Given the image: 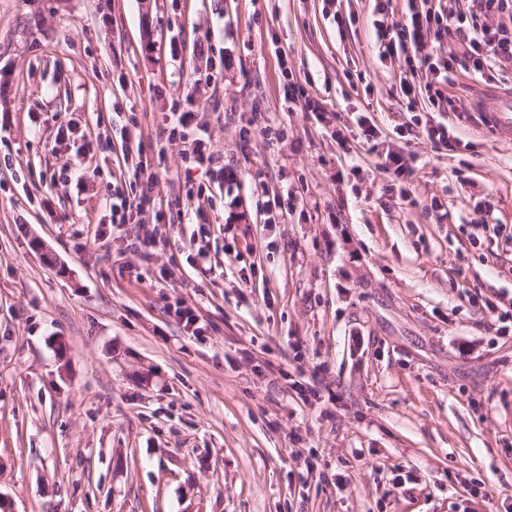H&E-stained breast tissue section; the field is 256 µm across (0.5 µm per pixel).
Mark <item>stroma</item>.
I'll return each mask as SVG.
<instances>
[{
	"instance_id": "1",
	"label": "stroma",
	"mask_w": 512,
	"mask_h": 512,
	"mask_svg": "<svg viewBox=\"0 0 512 512\" xmlns=\"http://www.w3.org/2000/svg\"><path fill=\"white\" fill-rule=\"evenodd\" d=\"M373 10L0 0V512H512V61L429 96ZM391 0H375V11L382 19H375L373 25L376 29L377 40L380 42L378 47V56L381 61L393 58L397 55L396 42L387 37L390 34L389 25H385V16L389 8ZM192 112H172L174 118V126L171 127L168 135L169 140L176 138L178 132L180 139L186 144L183 149V157L187 161H193L199 165L213 162L212 155L205 154V146L203 144L202 134H206L204 130L191 127ZM383 160L381 169L392 180L403 179L410 173L408 161L398 152L387 151ZM137 179L142 180V188L134 196L126 195L118 187L111 190L112 196V223L113 224H130L138 215L145 211V208L153 203L150 192L157 183V174L147 171V168L140 167L136 169Z\"/></svg>"
}]
</instances>
